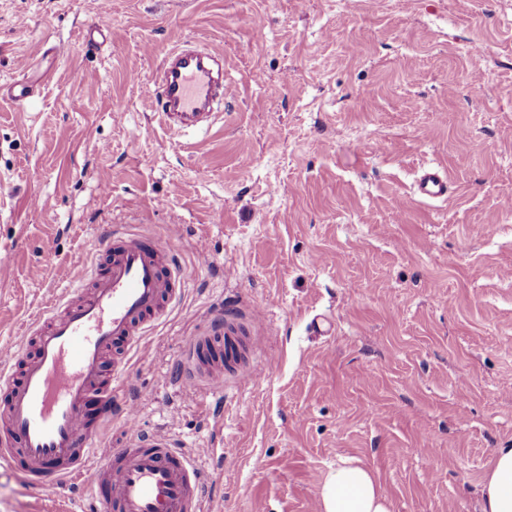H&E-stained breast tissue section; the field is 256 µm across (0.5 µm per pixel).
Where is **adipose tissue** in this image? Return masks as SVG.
<instances>
[{"mask_svg":"<svg viewBox=\"0 0 512 512\" xmlns=\"http://www.w3.org/2000/svg\"><path fill=\"white\" fill-rule=\"evenodd\" d=\"M481 512H512V447L497 449L481 488ZM320 512H392V503L366 467L344 461L319 489Z\"/></svg>","mask_w":512,"mask_h":512,"instance_id":"obj_1","label":"adipose tissue"}]
</instances>
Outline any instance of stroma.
Wrapping results in <instances>:
<instances>
[{"label":"stroma","instance_id":"obj_1","mask_svg":"<svg viewBox=\"0 0 512 512\" xmlns=\"http://www.w3.org/2000/svg\"><path fill=\"white\" fill-rule=\"evenodd\" d=\"M186 41L224 53L206 134L157 117ZM426 166L447 200L414 195ZM115 227L188 280L115 387L204 449L201 512H319L349 458L393 512H481L512 446V0H0V345ZM222 323L242 351L215 403L178 366ZM0 512L94 509L3 475Z\"/></svg>","mask_w":512,"mask_h":512}]
</instances>
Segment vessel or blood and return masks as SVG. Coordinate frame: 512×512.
<instances>
[{
    "label": "vessel or blood",
    "mask_w": 512,
    "mask_h": 512,
    "mask_svg": "<svg viewBox=\"0 0 512 512\" xmlns=\"http://www.w3.org/2000/svg\"><path fill=\"white\" fill-rule=\"evenodd\" d=\"M163 123L187 131L206 122L224 96V55L182 46L170 50L156 79ZM428 201L448 197V177L424 168L414 186ZM107 253L69 294L27 326L24 342L0 350V471L54 499L61 485L88 478L98 512H200L204 476L164 432L141 431L134 404L116 406L106 384L123 375L131 353L161 312L184 292L180 265L163 240L132 233L88 243ZM237 330L193 340L181 362V384L224 383L222 349ZM96 400L88 418L84 408ZM121 415L130 437L102 452L103 428Z\"/></svg>",
    "instance_id": "vessel-or-blood-1"
}]
</instances>
